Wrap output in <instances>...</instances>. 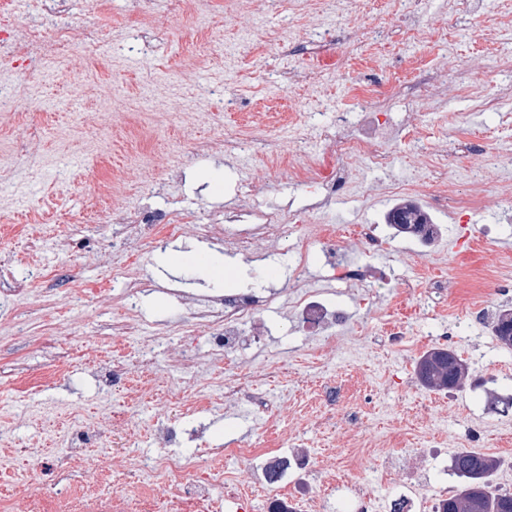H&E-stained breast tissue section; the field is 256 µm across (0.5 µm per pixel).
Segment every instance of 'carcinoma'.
<instances>
[{
    "mask_svg": "<svg viewBox=\"0 0 512 512\" xmlns=\"http://www.w3.org/2000/svg\"><path fill=\"white\" fill-rule=\"evenodd\" d=\"M387 222L400 234H412L423 240L430 239L432 230L426 227L429 218L412 204H400L387 216ZM512 310H501L494 322L493 332L499 342L512 347ZM466 362L448 349H433L419 358L416 375L419 382L434 390L459 389L463 380L456 379L457 369ZM499 461L490 455L463 450L453 460L452 471L457 485L452 494L440 500L437 512H512V494L493 485Z\"/></svg>",
    "mask_w": 512,
    "mask_h": 512,
    "instance_id": "cac0c4a2",
    "label": "carcinoma"
}]
</instances>
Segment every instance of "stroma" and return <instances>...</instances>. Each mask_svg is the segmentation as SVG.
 <instances>
[{"mask_svg":"<svg viewBox=\"0 0 512 512\" xmlns=\"http://www.w3.org/2000/svg\"><path fill=\"white\" fill-rule=\"evenodd\" d=\"M323 0L308 12L288 0H237L253 16L241 34L225 0H212L204 24L175 11L172 0H66L60 25L97 27V53L74 48L39 64L0 61V82L18 100L0 112V512H63L66 504L111 497L87 480L110 443V422L125 421L129 446L116 469H135L156 451L158 423L180 432L173 454L199 448H269L304 459L311 480L345 473L373 486L372 512H394L415 494L447 498L453 456L464 449L512 455V347L500 344L492 317L512 309V207L498 205L502 172L512 173V134L502 116L512 110V0H417L407 17L403 0H376L384 22L383 67L349 66L321 83L293 84L289 74L311 58L341 53L347 27L334 24L317 39ZM455 18L453 47L433 32ZM415 20L429 36L405 42ZM494 39H485V31ZM418 61L402 74L379 107L393 126L415 125L414 141H398L386 168L360 167L349 188L330 197L311 181L271 171L274 156L299 151L316 162L319 129L354 131L344 107L349 87L385 82L403 58ZM445 69L447 94L423 98L421 82ZM111 131L95 136L111 99ZM40 127L29 143L23 132ZM444 153L442 169L427 167ZM170 170L161 176L155 160ZM481 170L487 203L459 215L448 195L466 196L463 175ZM403 182L432 218L430 245L397 233L386 220L397 200L384 184ZM126 209L183 210L189 225L169 236L143 228L149 249L116 253L121 224L92 218L99 186ZM302 217L301 228L248 252L195 232L220 224L234 233L252 211ZM373 229L381 248L355 237ZM315 230L309 256L297 264L302 229ZM224 259L228 275L207 265ZM369 263L376 279L347 285L339 265ZM304 286L347 314L335 329L315 333L293 318L291 292ZM262 288L275 303L261 315L264 334L235 363L212 356L208 329L185 326L183 296L204 298ZM107 289L113 303L98 301ZM482 298L487 316L471 304ZM398 326L405 341L384 343ZM160 337L157 363L141 364L151 337ZM190 345L199 362H170L177 345ZM449 348L469 367L462 389L423 387L415 365L426 352ZM120 359L126 376L102 390L95 360ZM257 374L266 407L224 405L234 369ZM342 386L336 414L326 417L322 384ZM360 428L346 431L350 413ZM97 432L80 464L67 457L73 432Z\"/></svg>","mask_w":512,"mask_h":512,"instance_id":"obj_1","label":"stroma"}]
</instances>
